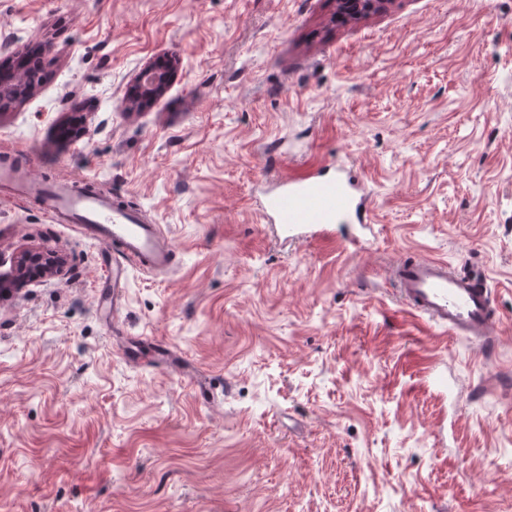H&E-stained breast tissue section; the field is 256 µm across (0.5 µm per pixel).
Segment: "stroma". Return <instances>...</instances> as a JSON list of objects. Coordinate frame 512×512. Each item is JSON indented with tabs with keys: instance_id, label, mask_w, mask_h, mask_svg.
<instances>
[{
	"instance_id": "obj_1",
	"label": "stroma",
	"mask_w": 512,
	"mask_h": 512,
	"mask_svg": "<svg viewBox=\"0 0 512 512\" xmlns=\"http://www.w3.org/2000/svg\"><path fill=\"white\" fill-rule=\"evenodd\" d=\"M1 30L43 71L0 157L89 177L175 253L109 314L104 250L0 186V254L64 261L0 299V512H512V0H0ZM320 162L361 173V250L260 220L272 178ZM407 254L486 270L490 355L399 302ZM392 0H337L342 11L353 16L368 15L380 12ZM151 75V79L145 80V76ZM170 77L169 71H159L154 66H148L138 76L139 85L146 96L151 97L163 91Z\"/></svg>"
}]
</instances>
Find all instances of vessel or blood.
<instances>
[{"label": "vessel or blood", "mask_w": 512, "mask_h": 512, "mask_svg": "<svg viewBox=\"0 0 512 512\" xmlns=\"http://www.w3.org/2000/svg\"><path fill=\"white\" fill-rule=\"evenodd\" d=\"M0 182L17 194L38 198L57 222L81 225L85 238L116 255L100 281L112 308L121 304L129 267L155 273L172 261L171 241L119 198L82 192L65 181L47 190L7 169L0 171ZM257 209L280 237L291 242L328 239L335 236L337 225L345 224L350 233L344 242L355 245L372 224L369 199L358 178L340 169L331 174L322 167L286 178L258 202ZM389 277L400 302L433 326L466 337L483 351L494 346L496 319L486 276L479 268L457 270L438 259H406L390 267Z\"/></svg>", "instance_id": "1"}]
</instances>
